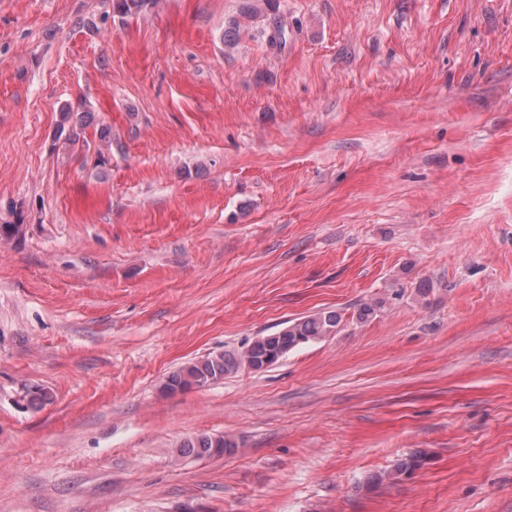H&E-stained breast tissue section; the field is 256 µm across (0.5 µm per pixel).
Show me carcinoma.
Returning <instances> with one entry per match:
<instances>
[{
	"label": "carcinoma",
	"instance_id": "obj_1",
	"mask_svg": "<svg viewBox=\"0 0 512 512\" xmlns=\"http://www.w3.org/2000/svg\"><path fill=\"white\" fill-rule=\"evenodd\" d=\"M153 5L154 0H112V11L124 20L142 13ZM93 124L96 125V136L95 142L91 143L83 135V130ZM58 127L60 131L67 132L62 142L63 151L69 152L79 146L85 153L95 155V166H104L109 162L105 152L112 151V128L95 122L93 113L75 112L69 106L64 107L59 112ZM340 323L341 315L335 311H322L291 321L275 333L255 337L240 351L219 352L181 366L163 381L161 393L174 395L197 385L205 387L242 368L260 371L264 369V361L271 357L277 356L282 359L299 347L321 342L336 335ZM52 401V392L37 386L28 392L27 407L38 408ZM219 448L231 455L237 451L238 445L229 436L201 435L184 441L181 453L200 458L212 457L217 455ZM426 460V455L422 453L412 454L400 460L391 469L374 475L367 483L366 489L376 491L396 485L421 469Z\"/></svg>",
	"mask_w": 512,
	"mask_h": 512
}]
</instances>
